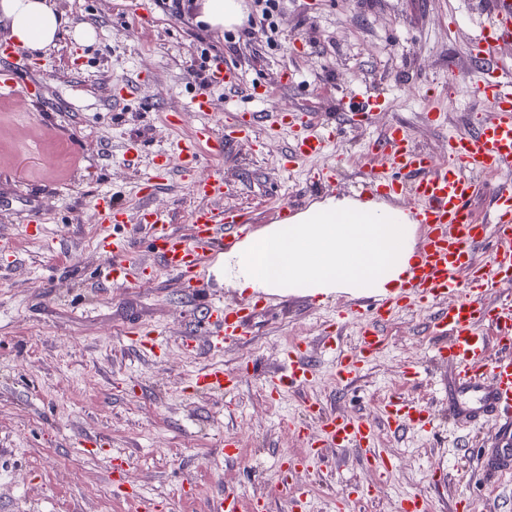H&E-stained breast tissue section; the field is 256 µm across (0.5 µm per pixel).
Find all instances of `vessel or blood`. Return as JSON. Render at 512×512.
<instances>
[{
    "label": "vessel or blood",
    "instance_id": "b4317fda",
    "mask_svg": "<svg viewBox=\"0 0 512 512\" xmlns=\"http://www.w3.org/2000/svg\"><path fill=\"white\" fill-rule=\"evenodd\" d=\"M512 41V0H490L486 20L470 37L471 54L481 71L475 92L485 104V112L467 131L449 136L448 156L435 158L419 148L407 127H389L374 141V163L366 167L361 193L409 196L413 202L410 218L426 227L417 261L396 292L368 301L357 300L349 314L355 317L359 343L355 350H341L338 339L328 335L322 345L335 363L339 384L350 385L387 346L383 326L392 317L409 309L429 312V329L437 344L435 354L447 362L448 419L459 428L489 425L502 434L499 447L482 455L480 470L503 477L512 474V304H496L490 293L512 284V185L483 184L477 174H494L512 168V68L500 65L497 50ZM374 95L341 98L339 109L372 115L384 109ZM293 131L285 168L313 162L312 181L333 182L340 162L322 163L321 158L336 141L337 130L313 122L310 111L299 110L288 121ZM243 125L217 134L209 124L197 127L189 141L178 142L174 156L183 172L194 169L199 148L215 156L223 155L227 142L248 134ZM194 195L204 206L194 208L185 230H175L167 215L150 203L151 187L138 192L139 222L148 230L150 258L135 256L125 240L102 235L98 246L111 251V263L100 268V284L114 288H135L153 283L160 274L175 278L188 288L209 325L213 346L238 344L247 339L250 319L261 313L262 304L251 307L225 306L212 297L203 273L213 258L232 251L252 230L246 215L219 204L227 188L224 175L212 173L203 180H191ZM487 197L485 217H478L471 203ZM95 207L101 223L119 224L125 219L123 206L111 196L98 197ZM495 240L491 254L477 262L475 253L486 237ZM498 345L502 356L489 361L490 345ZM319 370L307 353L305 342L292 344L287 359L268 381L271 399H279L289 389L313 382ZM197 389L232 393L238 375L223 367L207 368L194 378ZM305 410L321 421L319 433L308 447L314 454L324 449H354L362 453L377 477H386L394 462L377 449L378 427L394 431L427 430L430 414L418 403L391 397L379 409L380 419L371 422L360 416L325 410L313 399Z\"/></svg>",
    "mask_w": 512,
    "mask_h": 512
}]
</instances>
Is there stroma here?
<instances>
[{
  "instance_id": "obj_1",
  "label": "stroma",
  "mask_w": 512,
  "mask_h": 512,
  "mask_svg": "<svg viewBox=\"0 0 512 512\" xmlns=\"http://www.w3.org/2000/svg\"><path fill=\"white\" fill-rule=\"evenodd\" d=\"M72 20L43 51L6 45L0 20V68L35 82L28 101L0 94V512H137L135 501L112 488L113 471L159 504L158 512H206L224 491L264 500L269 512H290L294 489L309 512H334L338 491L376 482L353 449L324 455L280 477L284 455L307 446L289 422L316 432L304 398L351 415L377 419L381 401L399 395L433 415L427 431L378 432V446L397 463L375 494L351 512H398L400 498L417 492L431 512H450L466 500L469 512H512V480L481 474L478 452L491 447L490 427L455 430L448 423L447 363L435 356L429 315L416 309L390 320L388 343L351 389L337 386L333 361L319 338L339 332L344 349L357 345L352 323L336 312L349 294L299 295L289 307L210 280L226 304L264 299L252 339L209 353L202 313L176 280L161 275L141 288H101L93 276L112 257L99 249L102 227L94 202L102 195L128 207L111 232L138 236L136 194L176 142L200 123L216 132L252 124L222 157L200 151L194 177L222 171L229 187L223 206L244 209L254 231L280 223V204L292 214L327 198L357 199L368 148L395 123L410 127L417 147L444 157L448 137L468 130L485 109L469 87L478 65L465 53L485 0H287L275 16L274 44L260 26L224 31L198 24V0H54ZM220 60L239 75L236 86L201 85L202 59ZM293 76L291 85L281 79ZM266 90L257 100L254 88ZM378 93L388 104L368 118L336 110L339 95ZM212 110L197 112L198 99ZM445 108L443 127L426 108ZM311 110L316 121L338 122L345 138L325 162L342 159L335 186H305L303 166H281L291 133L274 134L277 114ZM180 118L170 126L168 115ZM57 158L47 167L46 156ZM156 209L184 226L196 200L179 170L151 197ZM43 215L40 236L23 233L30 209ZM161 332L164 353L143 352L126 329ZM197 336L199 347L182 344ZM307 342L319 376L305 392L271 400L265 384L294 341ZM231 396L198 391L193 379L211 364L241 371ZM417 375H410V368ZM234 434L239 458L219 450ZM444 472L441 484L432 471Z\"/></svg>"
}]
</instances>
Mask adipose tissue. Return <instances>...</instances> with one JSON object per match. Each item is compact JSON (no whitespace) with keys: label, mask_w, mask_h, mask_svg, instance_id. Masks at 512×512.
<instances>
[{"label":"adipose tissue","mask_w":512,"mask_h":512,"mask_svg":"<svg viewBox=\"0 0 512 512\" xmlns=\"http://www.w3.org/2000/svg\"><path fill=\"white\" fill-rule=\"evenodd\" d=\"M0 17L18 48L53 46L67 23L52 0H0ZM416 258L408 213L372 201L328 199L288 223L252 235L225 253V283L269 294L343 289L386 293L402 284Z\"/></svg>","instance_id":"obj_1"}]
</instances>
